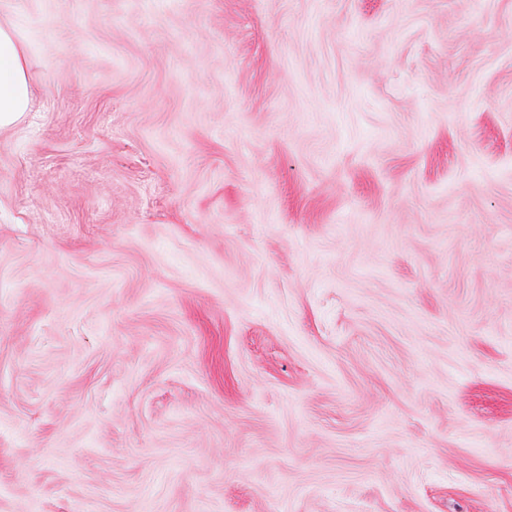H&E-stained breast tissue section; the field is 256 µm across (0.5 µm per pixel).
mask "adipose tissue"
<instances>
[{
  "label": "adipose tissue",
  "mask_w": 512,
  "mask_h": 512,
  "mask_svg": "<svg viewBox=\"0 0 512 512\" xmlns=\"http://www.w3.org/2000/svg\"><path fill=\"white\" fill-rule=\"evenodd\" d=\"M29 105L25 49L9 26L0 25V128L19 121Z\"/></svg>",
  "instance_id": "1"
}]
</instances>
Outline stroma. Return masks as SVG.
Returning a JSON list of instances; mask_svg holds the SVG:
<instances>
[{
	"label": "stroma",
	"instance_id": "obj_1",
	"mask_svg": "<svg viewBox=\"0 0 512 512\" xmlns=\"http://www.w3.org/2000/svg\"><path fill=\"white\" fill-rule=\"evenodd\" d=\"M0 22V512H512V0ZM30 94L25 49L15 32L0 24V128L28 112Z\"/></svg>",
	"mask_w": 512,
	"mask_h": 512
}]
</instances>
